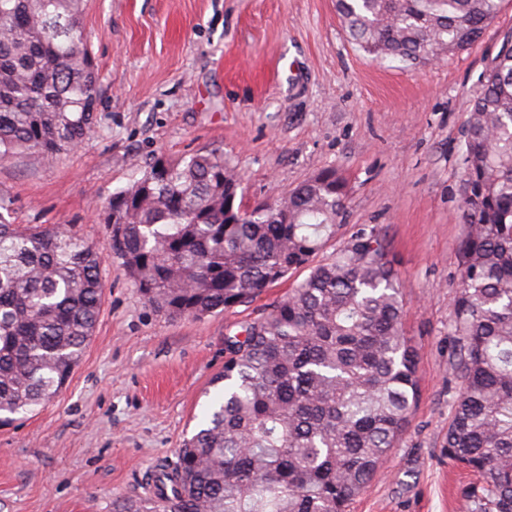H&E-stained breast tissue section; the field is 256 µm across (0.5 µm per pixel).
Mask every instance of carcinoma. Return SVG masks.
Here are the masks:
<instances>
[{"instance_id": "1", "label": "carcinoma", "mask_w": 512, "mask_h": 512, "mask_svg": "<svg viewBox=\"0 0 512 512\" xmlns=\"http://www.w3.org/2000/svg\"><path fill=\"white\" fill-rule=\"evenodd\" d=\"M502 0H336L352 43L410 66L473 44ZM80 0H0V159L53 161L98 123L97 65ZM465 232L448 370L458 384L448 460L477 475L466 512H512V45L465 118ZM242 176L217 151L156 156L100 209L112 259L147 301L204 317L250 303L342 222L347 190L322 170L243 219ZM103 257L71 229L16 224L0 198V424L50 401L97 321ZM398 276L360 231L269 312L227 338L223 384L159 500L114 512H347L410 423L417 354Z\"/></svg>"}]
</instances>
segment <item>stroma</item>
Listing matches in <instances>:
<instances>
[{
    "label": "stroma",
    "mask_w": 512,
    "mask_h": 512,
    "mask_svg": "<svg viewBox=\"0 0 512 512\" xmlns=\"http://www.w3.org/2000/svg\"><path fill=\"white\" fill-rule=\"evenodd\" d=\"M99 73L93 134L54 163L0 160V197L18 224L76 230L104 258L93 336L59 393L0 427V512H113L144 497L199 425L227 337L304 279L193 318L152 307L112 259L99 212L155 155L223 152L243 203L279 198L325 170L347 186L346 213L315 263L357 231L380 239L399 275L418 353L411 422L350 512H463L471 474L445 448L464 115L512 39V0L471 46L419 67L357 49L335 0H81Z\"/></svg>",
    "instance_id": "stroma-1"
}]
</instances>
